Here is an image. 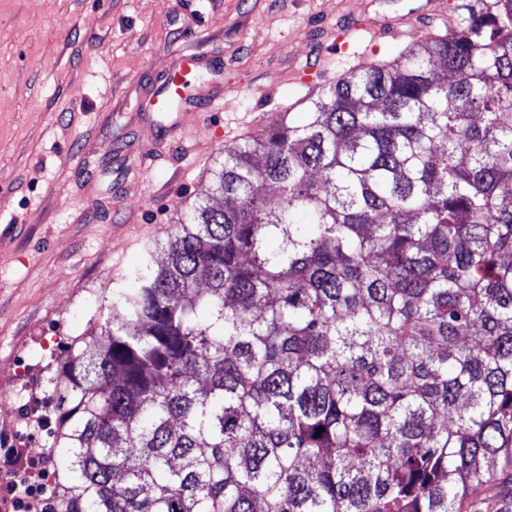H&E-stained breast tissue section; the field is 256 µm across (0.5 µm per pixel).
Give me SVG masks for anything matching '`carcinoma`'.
Returning <instances> with one entry per match:
<instances>
[{
    "label": "carcinoma",
    "mask_w": 512,
    "mask_h": 512,
    "mask_svg": "<svg viewBox=\"0 0 512 512\" xmlns=\"http://www.w3.org/2000/svg\"><path fill=\"white\" fill-rule=\"evenodd\" d=\"M448 15L224 147L51 379L53 512H461L512 474V0Z\"/></svg>",
    "instance_id": "obj_1"
}]
</instances>
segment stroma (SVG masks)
<instances>
[{
    "instance_id": "35a3bbf8",
    "label": "stroma",
    "mask_w": 512,
    "mask_h": 512,
    "mask_svg": "<svg viewBox=\"0 0 512 512\" xmlns=\"http://www.w3.org/2000/svg\"><path fill=\"white\" fill-rule=\"evenodd\" d=\"M449 0H0V482L47 441V368L201 196L224 147L309 84L396 57ZM401 39L372 47L370 27ZM200 53L170 112L153 98Z\"/></svg>"
}]
</instances>
